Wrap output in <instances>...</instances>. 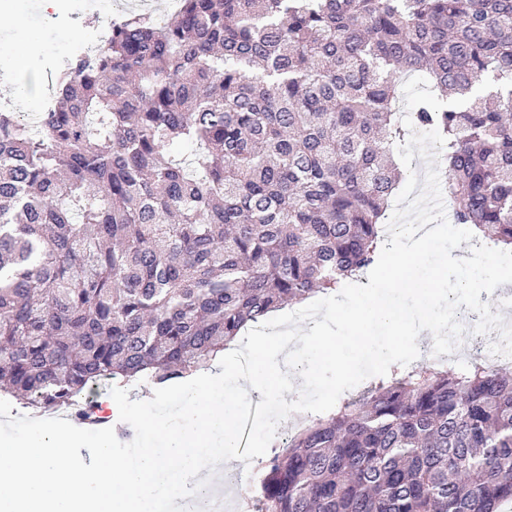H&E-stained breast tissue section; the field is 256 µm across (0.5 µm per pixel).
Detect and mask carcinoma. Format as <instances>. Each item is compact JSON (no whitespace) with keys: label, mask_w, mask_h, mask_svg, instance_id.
<instances>
[{"label":"carcinoma","mask_w":512,"mask_h":512,"mask_svg":"<svg viewBox=\"0 0 512 512\" xmlns=\"http://www.w3.org/2000/svg\"><path fill=\"white\" fill-rule=\"evenodd\" d=\"M411 70L454 223L512 250V0H177L58 62L0 111V397L99 423L95 384L179 383L375 266ZM257 472L254 512H502L512 369L381 379Z\"/></svg>","instance_id":"carcinoma-1"}]
</instances>
